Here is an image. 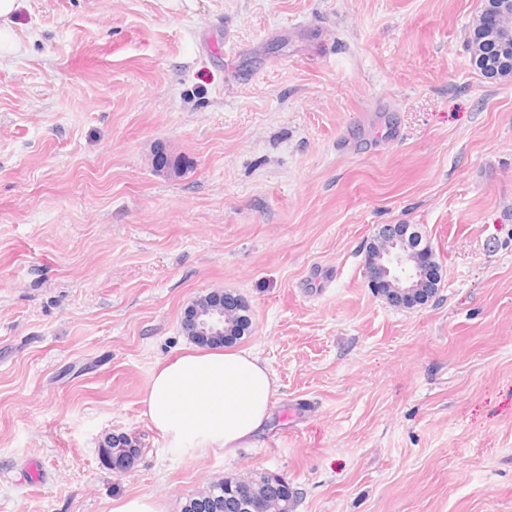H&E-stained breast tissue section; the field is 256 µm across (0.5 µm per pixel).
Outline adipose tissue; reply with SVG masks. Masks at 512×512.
Listing matches in <instances>:
<instances>
[{"mask_svg": "<svg viewBox=\"0 0 512 512\" xmlns=\"http://www.w3.org/2000/svg\"><path fill=\"white\" fill-rule=\"evenodd\" d=\"M275 385L255 353L189 352L154 371L141 404L174 447L230 456L263 429Z\"/></svg>", "mask_w": 512, "mask_h": 512, "instance_id": "obj_1", "label": "adipose tissue"}]
</instances>
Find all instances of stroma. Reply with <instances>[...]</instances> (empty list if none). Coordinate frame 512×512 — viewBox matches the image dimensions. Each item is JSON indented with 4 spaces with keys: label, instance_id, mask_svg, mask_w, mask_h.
Wrapping results in <instances>:
<instances>
[{
    "label": "stroma",
    "instance_id": "35a3bbf8",
    "mask_svg": "<svg viewBox=\"0 0 512 512\" xmlns=\"http://www.w3.org/2000/svg\"><path fill=\"white\" fill-rule=\"evenodd\" d=\"M483 7L27 0L0 62V512H182L261 472L293 512H512V77L470 62ZM387 224L433 249L425 304L368 285ZM212 290L277 379L232 456L141 406ZM121 439L128 442L129 446L119 444L115 448L104 447L103 453L100 454L102 462L116 472H124L132 466L129 449L138 447L137 441L132 437L126 435V437L121 436ZM113 512H166L165 505L149 495L132 496L117 501Z\"/></svg>",
    "mask_w": 512,
    "mask_h": 512
}]
</instances>
